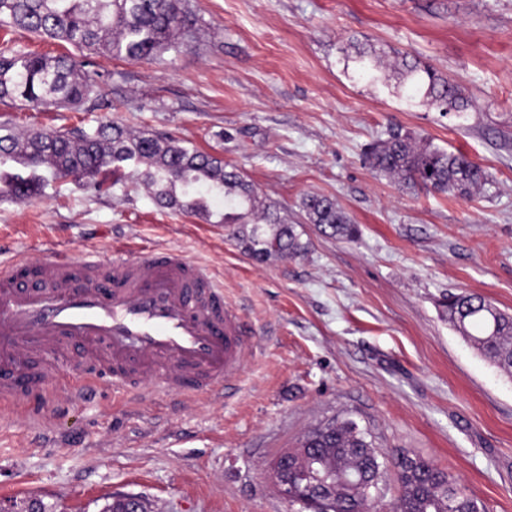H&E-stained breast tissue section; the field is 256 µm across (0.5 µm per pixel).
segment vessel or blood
I'll return each mask as SVG.
<instances>
[{
    "mask_svg": "<svg viewBox=\"0 0 512 512\" xmlns=\"http://www.w3.org/2000/svg\"><path fill=\"white\" fill-rule=\"evenodd\" d=\"M85 368L79 394L113 389L195 395L223 391L249 340L224 290L174 249L115 248L76 261L48 253L0 269V399L38 410L66 381L55 355Z\"/></svg>",
    "mask_w": 512,
    "mask_h": 512,
    "instance_id": "obj_1",
    "label": "vessel or blood"
}]
</instances>
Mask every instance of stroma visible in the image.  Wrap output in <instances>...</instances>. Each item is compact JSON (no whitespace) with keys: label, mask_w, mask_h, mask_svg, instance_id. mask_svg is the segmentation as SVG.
Segmentation results:
<instances>
[{"label":"stroma","mask_w":512,"mask_h":512,"mask_svg":"<svg viewBox=\"0 0 512 512\" xmlns=\"http://www.w3.org/2000/svg\"><path fill=\"white\" fill-rule=\"evenodd\" d=\"M180 51L129 63L94 56L125 106L38 112L0 103L18 132L99 121L174 137L240 169L280 203L308 251L250 258L230 228L159 208L144 185L106 193L54 183L0 197V267L54 250L74 259L128 244L178 249L224 287L252 349L230 394L134 400L101 383L38 416L0 419V507L102 512H297L270 486L277 453L350 418L386 459L432 460L487 512H512V378L442 314L470 291L512 313V0H189ZM382 55L361 78L360 51ZM416 59L469 98L444 114L406 102L396 69ZM399 128L489 175L463 199L376 177L367 149ZM333 199L355 239L320 233L300 203Z\"/></svg>","instance_id":"obj_1"}]
</instances>
